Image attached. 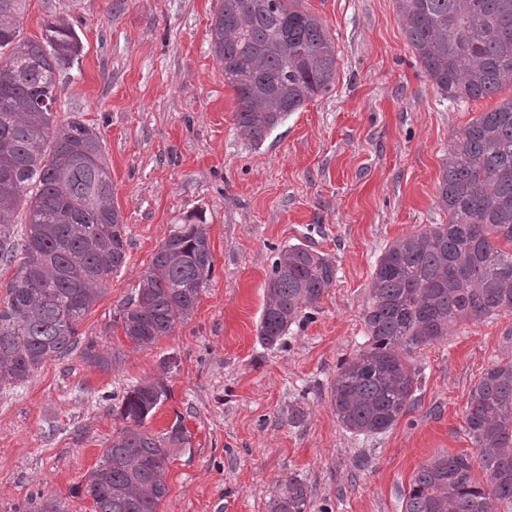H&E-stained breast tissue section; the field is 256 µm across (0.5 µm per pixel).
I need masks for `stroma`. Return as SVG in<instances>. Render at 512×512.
<instances>
[{"instance_id":"obj_1","label":"stroma","mask_w":512,"mask_h":512,"mask_svg":"<svg viewBox=\"0 0 512 512\" xmlns=\"http://www.w3.org/2000/svg\"><path fill=\"white\" fill-rule=\"evenodd\" d=\"M336 44L337 76L261 146L235 124L233 92L211 52L218 0H29L22 35L72 22L83 53L58 87V120L80 117L105 144L128 238L124 266L78 332L116 353L111 370L79 352L0 392V512L32 494L92 512L84 484L123 420L129 387L163 381L147 420L182 419L192 440L172 459L158 512H268L279 483L301 478L311 512H401L418 468L471 452L464 410L494 361L512 357V314L456 326L409 358L422 384L386 432L346 430L332 404L340 362L364 345L376 261L385 247L448 215L439 182L456 132L495 99L443 100L417 62L396 0H306ZM203 211L214 271L194 314L148 349L114 318L159 245ZM303 243L336 279L281 345L258 339L276 249ZM304 416L292 424L295 406Z\"/></svg>"}]
</instances>
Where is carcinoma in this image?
Masks as SVG:
<instances>
[{
  "mask_svg": "<svg viewBox=\"0 0 512 512\" xmlns=\"http://www.w3.org/2000/svg\"><path fill=\"white\" fill-rule=\"evenodd\" d=\"M26 2L0 0V265L14 267L0 305L1 392L77 348V328L127 251L101 136L77 116L56 121L58 77L79 60L81 39L64 17L48 21L39 40L21 37ZM397 8L421 68L449 104L512 87V0H397ZM210 41L234 92L237 128L256 147L336 80V44L304 0H220ZM440 202L447 223L397 240L377 259L367 340L340 365L331 389L336 416L353 433H383L410 411L421 386L408 364L414 349L448 338L460 322L512 313V97L454 137ZM213 268L205 215L193 212L160 244L120 310L125 337L148 349L172 334L191 319ZM335 279L331 259L309 246L281 249L265 286L261 343L278 344L310 318ZM81 358L112 368V353L92 339ZM168 396L161 381L123 395L126 426L77 489L93 512H157L173 451L191 443L179 418L161 435L144 430ZM464 423L475 455L422 465L401 512L512 509V358L485 370ZM310 508V490L296 477L281 481L269 504L270 512ZM21 512L66 508L31 496Z\"/></svg>",
  "mask_w": 512,
  "mask_h": 512,
  "instance_id": "cac0c4a2",
  "label": "carcinoma"
}]
</instances>
